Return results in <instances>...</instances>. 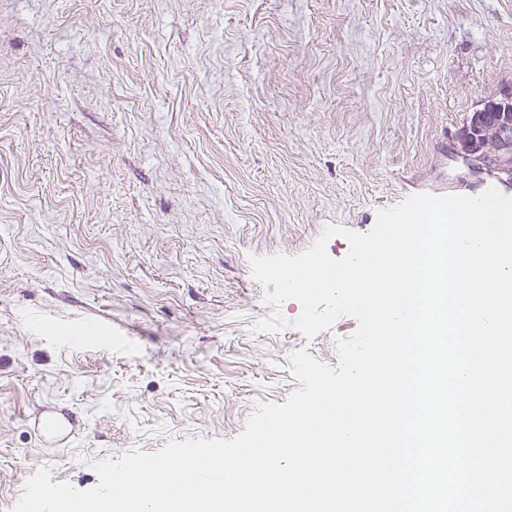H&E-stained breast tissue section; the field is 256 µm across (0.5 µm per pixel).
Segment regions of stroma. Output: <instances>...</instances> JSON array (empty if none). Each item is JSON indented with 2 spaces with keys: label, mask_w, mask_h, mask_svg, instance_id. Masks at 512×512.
<instances>
[{
  "label": "stroma",
  "mask_w": 512,
  "mask_h": 512,
  "mask_svg": "<svg viewBox=\"0 0 512 512\" xmlns=\"http://www.w3.org/2000/svg\"><path fill=\"white\" fill-rule=\"evenodd\" d=\"M512 88V0H0V512L49 468L231 439L314 337L258 330L250 256L409 196L512 186L454 158ZM79 417L43 447L36 402Z\"/></svg>",
  "instance_id": "stroma-1"
}]
</instances>
